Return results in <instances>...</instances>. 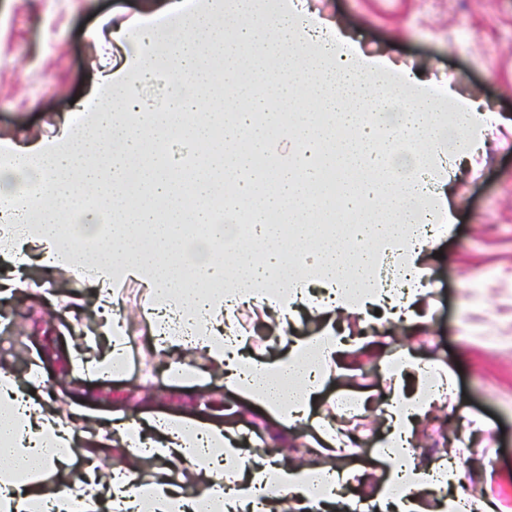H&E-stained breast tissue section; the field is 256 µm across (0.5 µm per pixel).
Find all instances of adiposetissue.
I'll return each instance as SVG.
<instances>
[{
	"mask_svg": "<svg viewBox=\"0 0 512 512\" xmlns=\"http://www.w3.org/2000/svg\"><path fill=\"white\" fill-rule=\"evenodd\" d=\"M298 4L148 0L137 21L96 33L98 79L57 135L0 142V202L16 218L0 226V237L10 241L14 263L23 264L31 242L51 268L98 287L112 339L108 354L87 363L98 376H111L125 351L112 308L120 284L132 279L149 297L159 347L191 344L223 370L234 394L284 424L302 423L344 342L329 324L292 342L280 360H254L242 353L249 339L236 328L235 305L249 302L281 321L297 304L320 312L331 301L363 317L380 310L377 324L387 327L428 290L420 255L436 226L451 221L446 193L429 186L433 171L447 142L475 154L498 120L451 92L434 98L425 81L385 60L342 52L328 26ZM218 56L231 86L214 94ZM159 72L188 92L155 110L143 106L140 88ZM386 93L403 111L365 122ZM403 143L427 151L405 158ZM178 144L191 175L171 170ZM228 178L237 191L214 211V186ZM89 192L96 206L76 210ZM242 212L244 238L234 223ZM352 212L356 223L343 225L342 214ZM386 257L397 263V278L380 277ZM307 283L323 288L327 301H310ZM447 382L441 374L427 391H393L386 404L377 457L387 477L374 490L382 512H421L414 488L434 478L456 483L455 464L426 466L411 450L418 419ZM41 385L38 373L19 382L0 370V512H79L76 495L53 490L67 479L79 423L46 410ZM139 427L130 419L110 430L131 456L193 466L207 486L190 496L166 471L148 481L117 465L104 480L88 471L108 512H304L314 497L335 512L353 478L246 458L234 432L213 423L158 420L156 437L131 440Z\"/></svg>",
	"mask_w": 512,
	"mask_h": 512,
	"instance_id": "ef3b65f1",
	"label": "adipose tissue"
}]
</instances>
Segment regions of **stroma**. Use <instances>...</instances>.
<instances>
[{"mask_svg":"<svg viewBox=\"0 0 512 512\" xmlns=\"http://www.w3.org/2000/svg\"><path fill=\"white\" fill-rule=\"evenodd\" d=\"M143 0H0V139L32 143L55 134L74 103L86 94L97 69L86 33L128 19ZM310 11L332 20L366 54L388 59L440 89L472 98L512 120V0H307ZM450 232L436 238L421 261L430 288L415 304L416 319L389 337L366 330L353 315H319L297 307L292 338L336 320L348 344L339 370L324 381L313 417L357 427L365 476L382 482L376 462L385 436L381 410L392 384L382 371L398 349L444 368L448 387L420 418L413 443L420 461L428 450L457 459L460 476L449 495L484 500L491 512H512V136L490 130L476 156L447 169ZM18 293L0 297V369L24 378L43 370L49 405L66 414L80 409L94 430L129 414L141 422L164 417L227 423L253 455L275 453L297 465L346 467L347 457L322 454V439L295 425L288 445L271 449L256 436V413L225 418L220 403L240 408L245 398L224 387V373L202 353H155L145 315L144 288H121L127 369L99 378L81 368L109 347L97 336L98 296L88 283L29 253ZM194 366L197 376L171 377L169 365ZM364 398L359 420L337 415L336 399Z\"/></svg>","mask_w":512,"mask_h":512,"instance_id":"35a3bbf8","label":"stroma"}]
</instances>
